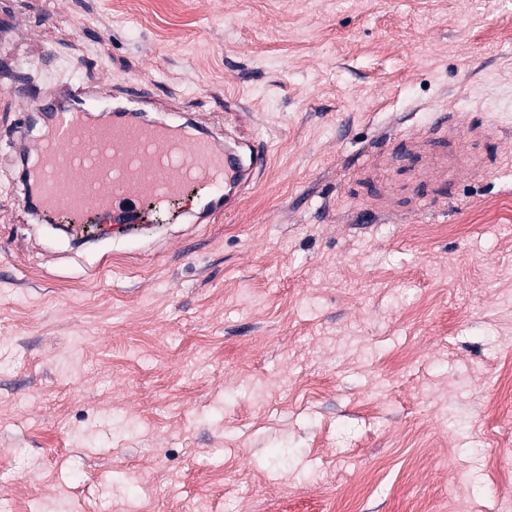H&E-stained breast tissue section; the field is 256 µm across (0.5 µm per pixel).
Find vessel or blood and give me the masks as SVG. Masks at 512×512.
Here are the masks:
<instances>
[{
    "label": "vessel or blood",
    "instance_id": "1",
    "mask_svg": "<svg viewBox=\"0 0 512 512\" xmlns=\"http://www.w3.org/2000/svg\"><path fill=\"white\" fill-rule=\"evenodd\" d=\"M13 101L26 118L46 119L24 169L40 222L62 216L81 224L97 215L128 236L146 222L148 207L187 197L189 216L207 224L267 168L264 141L154 118L157 106L139 83L65 85Z\"/></svg>",
    "mask_w": 512,
    "mask_h": 512
}]
</instances>
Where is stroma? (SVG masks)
I'll use <instances>...</instances> for the list:
<instances>
[{"mask_svg":"<svg viewBox=\"0 0 512 512\" xmlns=\"http://www.w3.org/2000/svg\"><path fill=\"white\" fill-rule=\"evenodd\" d=\"M11 9L29 90L140 81L270 165L217 223L76 247L0 90V512L512 506V0Z\"/></svg>","mask_w":512,"mask_h":512,"instance_id":"1","label":"stroma"}]
</instances>
